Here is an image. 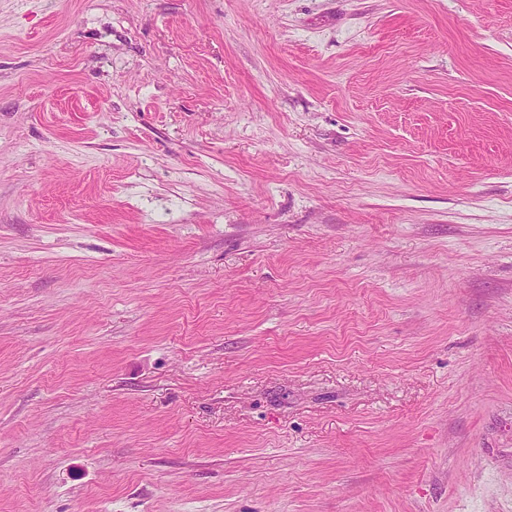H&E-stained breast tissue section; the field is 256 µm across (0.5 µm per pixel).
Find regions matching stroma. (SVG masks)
<instances>
[{"label":"stroma","mask_w":512,"mask_h":512,"mask_svg":"<svg viewBox=\"0 0 512 512\" xmlns=\"http://www.w3.org/2000/svg\"><path fill=\"white\" fill-rule=\"evenodd\" d=\"M0 512H512V0H0Z\"/></svg>","instance_id":"1"}]
</instances>
